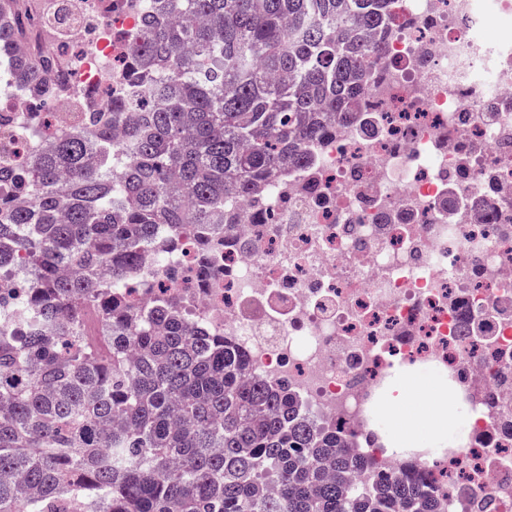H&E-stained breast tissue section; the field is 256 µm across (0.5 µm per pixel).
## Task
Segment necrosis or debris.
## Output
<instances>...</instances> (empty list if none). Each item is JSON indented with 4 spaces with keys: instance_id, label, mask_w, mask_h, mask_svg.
Returning a JSON list of instances; mask_svg holds the SVG:
<instances>
[{
    "instance_id": "1",
    "label": "necrosis or debris",
    "mask_w": 512,
    "mask_h": 512,
    "mask_svg": "<svg viewBox=\"0 0 512 512\" xmlns=\"http://www.w3.org/2000/svg\"><path fill=\"white\" fill-rule=\"evenodd\" d=\"M145 7L22 0L27 55L56 60V131L74 125L87 86L106 100L118 90L127 47L110 31ZM398 11L361 111L315 146L311 167L229 202L233 223L211 226L223 242L213 281L197 287L185 235L143 274L385 468L398 458L379 396L395 375L443 372L469 427L415 461L446 512H512V0H398ZM48 139L1 66L0 154Z\"/></svg>"
}]
</instances>
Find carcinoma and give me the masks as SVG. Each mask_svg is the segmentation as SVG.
<instances>
[{"label": "carcinoma", "instance_id": "cac0c4a2", "mask_svg": "<svg viewBox=\"0 0 512 512\" xmlns=\"http://www.w3.org/2000/svg\"><path fill=\"white\" fill-rule=\"evenodd\" d=\"M15 2L0 62L39 112L50 63L18 49ZM400 26L395 0H156L118 30L126 91L101 110L87 90V123L0 168V276L25 285L0 293V512H444L137 277L188 232L209 281L205 225L310 165ZM89 309L105 351L82 342Z\"/></svg>", "mask_w": 512, "mask_h": 512}]
</instances>
